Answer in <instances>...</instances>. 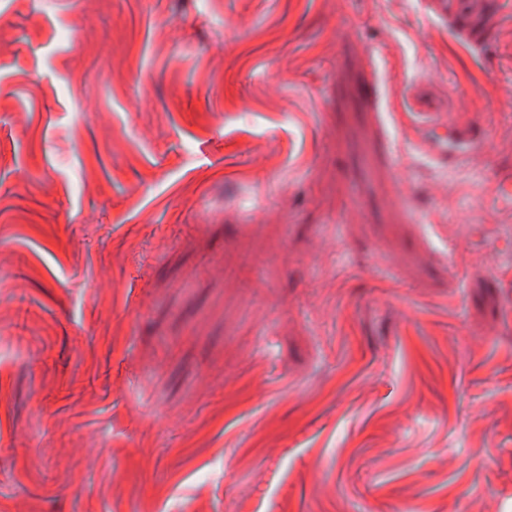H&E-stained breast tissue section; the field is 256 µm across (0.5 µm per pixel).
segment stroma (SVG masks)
Instances as JSON below:
<instances>
[{
    "label": "stroma",
    "mask_w": 512,
    "mask_h": 512,
    "mask_svg": "<svg viewBox=\"0 0 512 512\" xmlns=\"http://www.w3.org/2000/svg\"><path fill=\"white\" fill-rule=\"evenodd\" d=\"M0 512H512V0H0ZM439 125H448V139L426 136V145L433 158L448 169L458 167L464 160L486 151L482 135L475 129L462 128L454 120L453 112L442 114Z\"/></svg>",
    "instance_id": "stroma-1"
}]
</instances>
